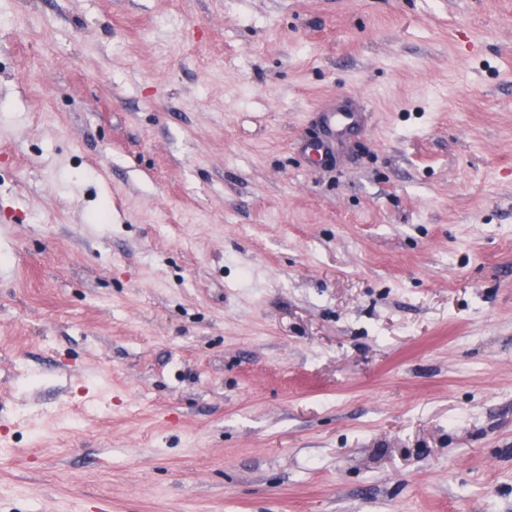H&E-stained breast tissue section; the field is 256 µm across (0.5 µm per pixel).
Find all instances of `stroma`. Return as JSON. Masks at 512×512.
Here are the masks:
<instances>
[{"mask_svg":"<svg viewBox=\"0 0 512 512\" xmlns=\"http://www.w3.org/2000/svg\"><path fill=\"white\" fill-rule=\"evenodd\" d=\"M99 503L512 512V0H0V512ZM360 122L359 112L350 109H332L323 115L324 136L317 141L304 140L300 143V150L317 161H322L329 155V139L347 134Z\"/></svg>","mask_w":512,"mask_h":512,"instance_id":"stroma-1","label":"stroma"}]
</instances>
